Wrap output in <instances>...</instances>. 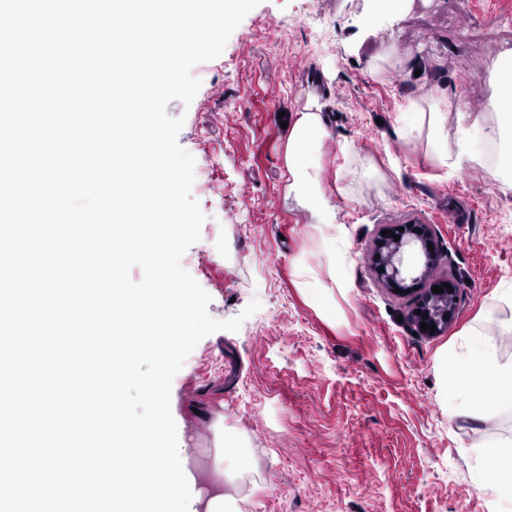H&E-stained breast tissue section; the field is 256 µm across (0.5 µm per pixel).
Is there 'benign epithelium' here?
Segmentation results:
<instances>
[{"instance_id":"obj_1","label":"benign epithelium","mask_w":512,"mask_h":512,"mask_svg":"<svg viewBox=\"0 0 512 512\" xmlns=\"http://www.w3.org/2000/svg\"><path fill=\"white\" fill-rule=\"evenodd\" d=\"M400 225L388 227V231L399 235V240L390 236L379 237L380 244L376 245L379 258L375 260L378 278L390 289H399L418 293L417 309L420 313L414 315L415 323L434 324L440 332L453 321L457 311V281L447 277L435 282L437 286L449 284L453 291L443 290L438 294L428 288L420 291L419 285L430 267L442 258L441 247L436 240L433 230L428 224L412 223L399 231ZM433 249H428V245Z\"/></svg>"}]
</instances>
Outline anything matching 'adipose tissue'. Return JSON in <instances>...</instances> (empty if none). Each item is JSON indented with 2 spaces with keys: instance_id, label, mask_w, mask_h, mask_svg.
I'll return each mask as SVG.
<instances>
[{
  "instance_id": "ef3b65f1",
  "label": "adipose tissue",
  "mask_w": 512,
  "mask_h": 512,
  "mask_svg": "<svg viewBox=\"0 0 512 512\" xmlns=\"http://www.w3.org/2000/svg\"><path fill=\"white\" fill-rule=\"evenodd\" d=\"M496 95L490 110L497 122L501 150L499 167L512 175V70L492 76ZM457 97L443 98L440 108L431 110L429 123L433 142L441 160L456 165L464 161L478 163L482 156L475 146L476 128L461 129L455 141L442 132L447 113L460 111ZM329 137L319 110L296 113L288 133L285 165L288 191L317 217L319 223L336 221V208L324 191L318 156ZM450 416L462 417L481 427L495 425L503 416H512V360H503L489 334L475 331L463 338L451 365ZM487 463L503 469L505 481L495 496L500 512H512V440L486 441L482 444Z\"/></svg>"
}]
</instances>
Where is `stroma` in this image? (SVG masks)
<instances>
[{"label":"stroma","mask_w":512,"mask_h":512,"mask_svg":"<svg viewBox=\"0 0 512 512\" xmlns=\"http://www.w3.org/2000/svg\"><path fill=\"white\" fill-rule=\"evenodd\" d=\"M512 52V0H410L386 19L376 0H262L202 81L180 145L202 168L205 215L186 266L217 320L261 308L238 331L203 338L171 388L178 443L205 479L221 431L241 436L248 471L225 480L244 512H492L503 482L477 437L512 438V418L477 432L450 416L444 362L478 330L512 358V190L489 162L438 161L430 108L457 96L444 132L486 139L497 48ZM318 105L319 156L336 222L288 192L281 120ZM431 225L444 257L430 276L460 284L454 321L419 334L412 296L373 269L387 226Z\"/></svg>","instance_id":"1"}]
</instances>
